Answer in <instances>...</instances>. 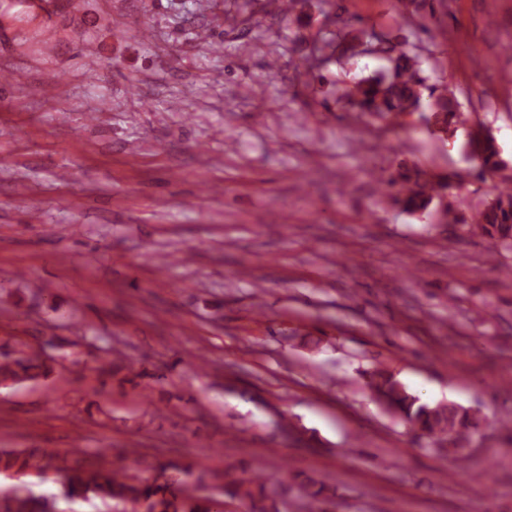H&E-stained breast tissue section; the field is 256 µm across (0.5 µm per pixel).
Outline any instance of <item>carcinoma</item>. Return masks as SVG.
<instances>
[{
    "label": "carcinoma",
    "instance_id": "cac0c4a2",
    "mask_svg": "<svg viewBox=\"0 0 512 512\" xmlns=\"http://www.w3.org/2000/svg\"><path fill=\"white\" fill-rule=\"evenodd\" d=\"M325 18L336 24V31L330 40L313 45L312 55L329 48L331 56L340 63L366 53L369 47L371 54L386 55L391 62L387 72L345 87L339 100L381 119L419 112L427 125L446 134L455 132L452 125L462 115L455 93L446 86L427 85L415 51L365 27L360 20L354 25L336 13H327ZM466 146L478 161V179L484 181L506 167L492 135L472 132L468 134ZM454 179V174L439 175L400 162L383 182L381 200L405 213H432L454 187ZM448 223L460 224L469 233L489 241L493 245V259L503 249L511 252L512 183L505 181L496 187L494 198L488 202L474 204L459 197L448 203ZM57 363V356L45 345L34 346L15 336L0 344V386L48 378L55 373ZM124 369L122 359H110L99 367L97 381L104 386ZM364 387L410 430L421 433L438 447L449 446L458 455L485 422L483 416L457 403H432L409 392L385 369L370 372ZM50 472L61 483L65 496L111 501L121 512H222L225 506L231 512H281L282 495L288 491L281 478L263 475L239 478L227 470L213 471L210 478L222 481L223 498L217 499L190 488L188 478L193 475L190 465L160 464L153 475L143 477L127 473L101 451L73 448L62 453L54 448H0V474L21 478ZM307 489L314 512H332L333 496L327 494L329 487L324 482L310 478ZM0 512H55V506L52 501L17 487L0 493Z\"/></svg>",
    "mask_w": 512,
    "mask_h": 512
}]
</instances>
